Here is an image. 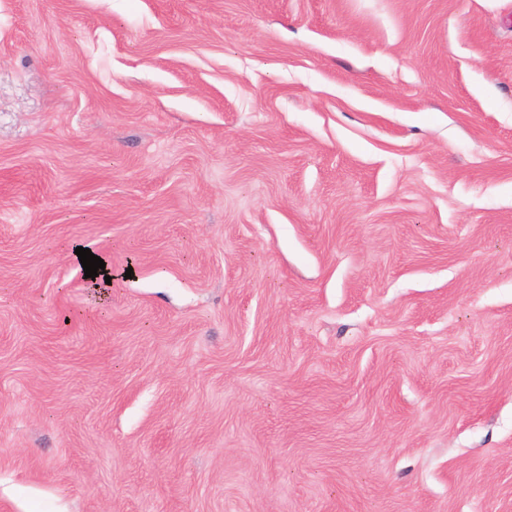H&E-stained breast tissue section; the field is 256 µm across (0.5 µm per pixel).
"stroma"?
I'll use <instances>...</instances> for the list:
<instances>
[{"mask_svg":"<svg viewBox=\"0 0 512 512\" xmlns=\"http://www.w3.org/2000/svg\"><path fill=\"white\" fill-rule=\"evenodd\" d=\"M0 512H512V0H0Z\"/></svg>","mask_w":512,"mask_h":512,"instance_id":"35a3bbf8","label":"stroma"}]
</instances>
